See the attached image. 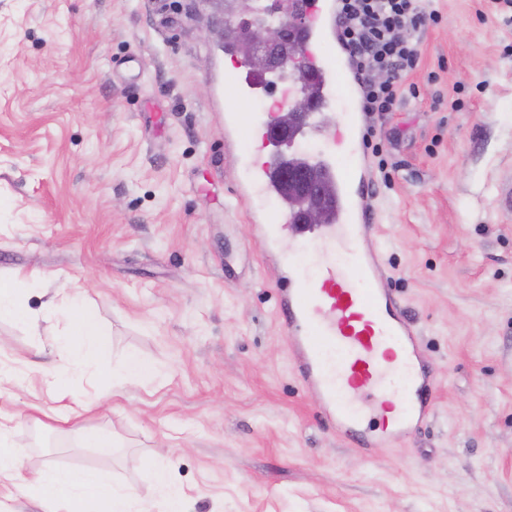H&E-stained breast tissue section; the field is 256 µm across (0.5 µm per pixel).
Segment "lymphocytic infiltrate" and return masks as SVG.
I'll list each match as a JSON object with an SVG mask.
<instances>
[{"mask_svg":"<svg viewBox=\"0 0 512 512\" xmlns=\"http://www.w3.org/2000/svg\"><path fill=\"white\" fill-rule=\"evenodd\" d=\"M336 24L362 85L364 112L390 111L404 72L413 69L419 50L409 32L437 22L417 0H336Z\"/></svg>","mask_w":512,"mask_h":512,"instance_id":"1","label":"lymphocytic infiltrate"}]
</instances>
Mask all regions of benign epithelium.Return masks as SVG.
<instances>
[{
  "mask_svg": "<svg viewBox=\"0 0 512 512\" xmlns=\"http://www.w3.org/2000/svg\"><path fill=\"white\" fill-rule=\"evenodd\" d=\"M255 12V0H237L240 23L223 29L227 35L244 41L249 46V59L254 69L266 71L276 68L291 71L300 84V95L287 103L286 110L297 120L317 111L316 103L309 92L304 43L300 38L306 26V17L297 0H285L277 19L253 25L247 17ZM290 180L296 187L299 201L303 202V219L308 224H322L326 218L325 197L333 193L330 185L321 186L303 172H292Z\"/></svg>",
  "mask_w": 512,
  "mask_h": 512,
  "instance_id": "benign-epithelium-1",
  "label": "benign epithelium"
}]
</instances>
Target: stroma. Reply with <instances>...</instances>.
<instances>
[{
	"label": "stroma",
	"mask_w": 512,
	"mask_h": 512,
	"mask_svg": "<svg viewBox=\"0 0 512 512\" xmlns=\"http://www.w3.org/2000/svg\"><path fill=\"white\" fill-rule=\"evenodd\" d=\"M438 23L369 164L387 287L432 378V415L386 448L321 421L296 379L273 260L235 189L259 145L224 142V75L250 73L218 32L235 0H0V422L34 473L93 468L168 512H512V9L420 0ZM94 315L122 382L69 371L70 299ZM80 403L69 423L53 411ZM112 434L111 455L83 447ZM17 284L12 280H0V319L28 318L27 313L21 309L15 300Z\"/></svg>",
	"instance_id": "35a3bbf8"
}]
</instances>
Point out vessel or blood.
<instances>
[{
    "label": "vessel or blood",
    "mask_w": 512,
    "mask_h": 512,
    "mask_svg": "<svg viewBox=\"0 0 512 512\" xmlns=\"http://www.w3.org/2000/svg\"><path fill=\"white\" fill-rule=\"evenodd\" d=\"M308 31V49L325 47L317 57V92L322 106L344 97L348 110L330 133L332 149L306 156L305 164L334 182L336 197L321 235V250L311 271L282 270L280 318L293 348L295 374L319 393L323 419L360 447H373L410 434L432 412L430 374L404 306L386 288L381 245L373 235L369 205L370 169L364 152L367 134L359 87L349 81L350 60L335 50L338 41L335 0H321ZM231 99L224 108V137L249 131L251 120L234 102L252 95L250 85L225 81ZM238 185L245 202L261 199L253 219L266 243L283 231L304 235L290 207H267L264 199L283 193L282 157L272 140Z\"/></svg>",
    "instance_id": "b4317fda"
}]
</instances>
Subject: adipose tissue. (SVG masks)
I'll return each mask as SVG.
<instances>
[{"mask_svg": "<svg viewBox=\"0 0 512 512\" xmlns=\"http://www.w3.org/2000/svg\"><path fill=\"white\" fill-rule=\"evenodd\" d=\"M72 333V340L55 350L57 364L44 370L48 386L54 387L62 382L59 368L63 365L79 367L94 374L109 371L116 376L136 370L137 364L132 360L121 366L109 367L107 355L96 340L90 316L74 321ZM24 485L34 498L63 502L66 512H127L133 499L130 489L114 484L100 473L86 468L58 472L46 467L25 479Z\"/></svg>", "mask_w": 512, "mask_h": 512, "instance_id": "ef3b65f1", "label": "adipose tissue"}]
</instances>
